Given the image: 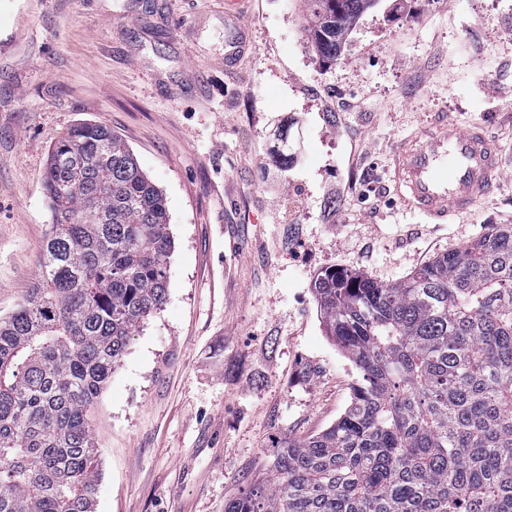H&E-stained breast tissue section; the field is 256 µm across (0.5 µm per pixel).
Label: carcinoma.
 I'll return each mask as SVG.
<instances>
[{
  "instance_id": "cac0c4a2",
  "label": "carcinoma",
  "mask_w": 512,
  "mask_h": 512,
  "mask_svg": "<svg viewBox=\"0 0 512 512\" xmlns=\"http://www.w3.org/2000/svg\"><path fill=\"white\" fill-rule=\"evenodd\" d=\"M334 62L379 0H306ZM38 283L0 318V512H93L91 411L168 293L161 191L79 123L49 153ZM358 377L344 414L285 439L224 512H512V224L387 284L327 267L310 287Z\"/></svg>"
}]
</instances>
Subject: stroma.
<instances>
[{
	"mask_svg": "<svg viewBox=\"0 0 512 512\" xmlns=\"http://www.w3.org/2000/svg\"><path fill=\"white\" fill-rule=\"evenodd\" d=\"M306 0H0V316L40 275L48 153L108 127L161 190L175 248L160 311L93 414L94 512H224L272 448L344 413L356 371L310 292L336 266L392 283L512 224V0H379L341 56ZM445 112L487 123L495 191L448 224L386 188L395 143ZM288 137L292 154L271 152ZM285 177L270 199L266 176Z\"/></svg>",
	"mask_w": 512,
	"mask_h": 512,
	"instance_id": "35a3bbf8",
	"label": "stroma"
}]
</instances>
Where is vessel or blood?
<instances>
[{
	"label": "vessel or blood",
	"mask_w": 512,
	"mask_h": 512,
	"mask_svg": "<svg viewBox=\"0 0 512 512\" xmlns=\"http://www.w3.org/2000/svg\"><path fill=\"white\" fill-rule=\"evenodd\" d=\"M502 165L500 149L484 126L465 127L439 112L395 145L387 186L406 211L444 224L493 192Z\"/></svg>",
	"instance_id": "b4317fda"
}]
</instances>
